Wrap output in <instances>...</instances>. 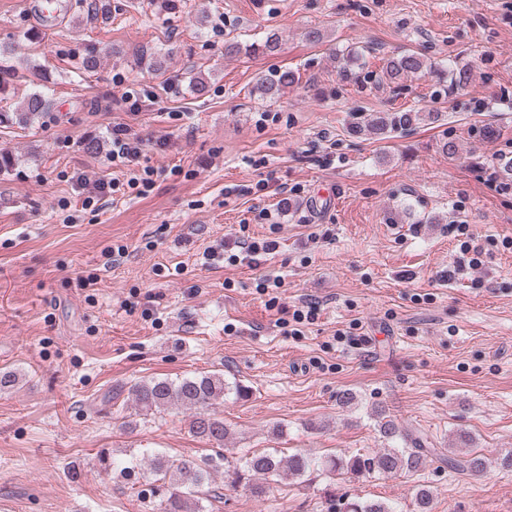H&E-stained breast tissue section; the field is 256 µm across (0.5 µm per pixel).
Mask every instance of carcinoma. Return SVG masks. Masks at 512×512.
<instances>
[{
	"label": "carcinoma",
	"mask_w": 512,
	"mask_h": 512,
	"mask_svg": "<svg viewBox=\"0 0 512 512\" xmlns=\"http://www.w3.org/2000/svg\"><path fill=\"white\" fill-rule=\"evenodd\" d=\"M435 64L415 51H405L384 60L382 79L388 83H398L414 77H422L432 70ZM295 82V74L288 69H275L259 76L251 93L261 98L273 99L281 91ZM49 100L42 91L32 93L19 112H0V125L30 123L48 106ZM422 120L419 112L409 109L399 112H376L370 116L365 129L381 138L391 131L408 129ZM236 397L246 395L245 389L236 384L231 386L224 375L190 376L177 380L168 378L145 379L128 388V397L138 410L146 413H159L173 406L195 411L191 423L193 434L217 447L213 455L201 459H170L154 456L149 459V469L155 476L153 496L158 498L159 512H208L202 501L220 498L212 486V474L220 463L231 469L232 479L260 496L266 492V484L283 475L302 477L319 467L328 475L343 472L355 477H371L408 470L416 471L425 464L426 455L419 447L420 439L401 431L396 422L387 416L379 415V432L390 442L400 440L401 447L381 448L372 453H358L349 456L330 458L320 463L303 455L279 457L274 453L246 455L230 463L224 456V439L228 429L224 418L212 406L224 400L226 393ZM412 447H407V444ZM448 467L460 473L479 474L487 467L486 457L469 451L461 456L448 457ZM345 512H395L382 502L351 500L345 503Z\"/></svg>",
	"instance_id": "1"
}]
</instances>
